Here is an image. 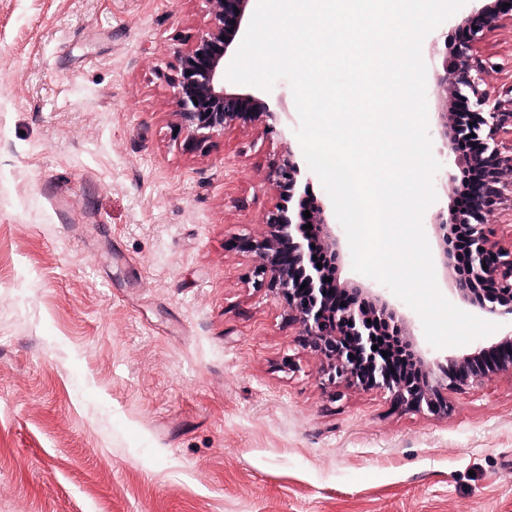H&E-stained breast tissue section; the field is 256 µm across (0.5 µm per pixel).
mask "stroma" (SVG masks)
Here are the masks:
<instances>
[{
    "label": "stroma",
    "mask_w": 512,
    "mask_h": 512,
    "mask_svg": "<svg viewBox=\"0 0 512 512\" xmlns=\"http://www.w3.org/2000/svg\"><path fill=\"white\" fill-rule=\"evenodd\" d=\"M202 0H0V512H512V374L447 416L331 384L285 300L257 287L295 136L177 128ZM458 36L422 42L436 78ZM485 86H512V23Z\"/></svg>",
    "instance_id": "1"
}]
</instances>
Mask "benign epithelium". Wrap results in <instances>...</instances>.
Masks as SVG:
<instances>
[{
  "label": "benign epithelium",
  "mask_w": 512,
  "mask_h": 512,
  "mask_svg": "<svg viewBox=\"0 0 512 512\" xmlns=\"http://www.w3.org/2000/svg\"><path fill=\"white\" fill-rule=\"evenodd\" d=\"M209 25L178 59L173 79L176 115L180 127L199 144L224 131L239 119L264 121L268 132L280 125L274 106L251 93L234 89L224 81V63L241 43L253 10L252 0H203ZM503 19L512 20V0H495L473 8L456 25L459 33L450 75L443 76L437 90L469 104L470 122L454 124L448 134V113L440 112L443 139L438 180L442 187L473 175L466 200L457 208L454 222L448 214L436 213L430 226L439 242L443 271L455 270L452 293L461 303L498 318L512 319V246H505L487 229V217L503 205L512 207V149L500 147L499 137L512 134V97L502 98L484 88V74L496 67L491 58L478 54L477 45ZM311 174L301 156L285 147L283 159L272 175V184L290 206L275 208L266 218L263 236L250 242L259 258V285L273 289L288 301L301 327L306 344L329 362L328 380L346 381L388 391L401 406L431 414H448L450 394L483 382L491 375L512 370V336L483 347L490 361L467 363V356L429 359L411 331L413 317L402 311L384 292L355 284L348 296L324 287L317 265L308 261L306 224L320 229L324 251L333 265L344 261L343 243L336 233L333 204L313 200L311 217L304 207L291 206L295 194L308 192ZM466 240L464 266H459L456 230ZM386 326L421 372L402 378L391 371L393 362L372 350L373 332L368 320Z\"/></svg>",
  "instance_id": "1"
}]
</instances>
